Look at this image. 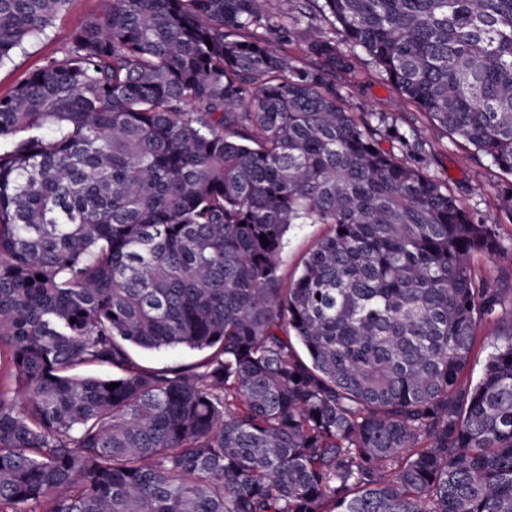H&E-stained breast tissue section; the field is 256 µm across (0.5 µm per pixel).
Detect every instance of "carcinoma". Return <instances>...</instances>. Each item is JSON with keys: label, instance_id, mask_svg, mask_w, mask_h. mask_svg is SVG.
Returning <instances> with one entry per match:
<instances>
[{"label": "carcinoma", "instance_id": "obj_1", "mask_svg": "<svg viewBox=\"0 0 512 512\" xmlns=\"http://www.w3.org/2000/svg\"><path fill=\"white\" fill-rule=\"evenodd\" d=\"M68 2L0 0V65ZM361 52L512 174V0H108L0 97V512H512L498 241L347 110ZM327 224H294L278 257L284 285L301 270L305 258L316 243L329 233ZM135 359L143 366L163 369L176 365L191 366L198 363L202 355L185 349H170L162 351H144L133 349Z\"/></svg>", "mask_w": 512, "mask_h": 512}]
</instances>
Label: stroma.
I'll list each match as a JSON object with an SVG mask.
<instances>
[{
  "label": "stroma",
  "instance_id": "35a3bbf8",
  "mask_svg": "<svg viewBox=\"0 0 512 512\" xmlns=\"http://www.w3.org/2000/svg\"><path fill=\"white\" fill-rule=\"evenodd\" d=\"M102 0H70L67 9L55 20L47 37L29 43L11 62L0 66V95L12 92L29 72L49 58L62 57L72 28L98 11ZM346 105L353 112H384L401 129H414L432 146L424 163L425 173L446 184L466 209L495 227L499 251L493 260L475 257L478 276L501 288L512 286V217L498 208L501 185L512 182V175L491 164L489 159L473 158L466 145L433 127L413 105L405 102L398 89L379 75L368 57H361L355 73L348 76ZM329 232L325 224H297L287 236L278 257L283 280H292L316 243Z\"/></svg>",
  "mask_w": 512,
  "mask_h": 512
}]
</instances>
